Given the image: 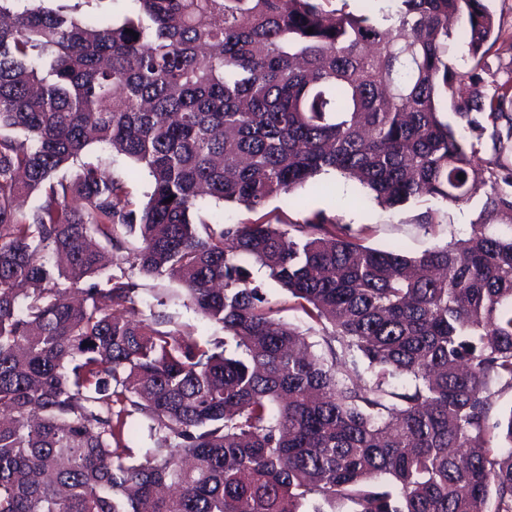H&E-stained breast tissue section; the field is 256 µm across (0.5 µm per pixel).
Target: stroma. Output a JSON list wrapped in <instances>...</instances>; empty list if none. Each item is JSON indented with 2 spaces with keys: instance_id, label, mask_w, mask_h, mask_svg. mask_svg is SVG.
I'll return each mask as SVG.
<instances>
[{
  "instance_id": "1",
  "label": "stroma",
  "mask_w": 512,
  "mask_h": 512,
  "mask_svg": "<svg viewBox=\"0 0 512 512\" xmlns=\"http://www.w3.org/2000/svg\"><path fill=\"white\" fill-rule=\"evenodd\" d=\"M82 158L107 171L118 169L128 173L132 206L138 208L145 202L150 190L145 169L96 145L88 147ZM317 181V187L298 189L293 199H272L265 209L267 221L290 231L309 211L322 210L335 217L363 245L380 249L398 246L407 254L418 256L447 242L468 238L482 205L478 197L460 205H445L423 197L393 210L378 205L359 184L336 172L320 175ZM135 280L140 288L141 312L166 314L168 330L191 331L202 339L221 336L219 326L187 304L176 282L140 274Z\"/></svg>"
}]
</instances>
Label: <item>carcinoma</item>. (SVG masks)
<instances>
[{
  "label": "carcinoma",
  "instance_id": "obj_1",
  "mask_svg": "<svg viewBox=\"0 0 512 512\" xmlns=\"http://www.w3.org/2000/svg\"><path fill=\"white\" fill-rule=\"evenodd\" d=\"M15 2L0 0V512H512V409L490 418L512 390V234L486 232L512 229V70L456 98L500 38L488 0L382 16L129 0L112 20ZM92 143L148 172L141 209L123 172L79 163ZM328 171L391 209L481 193L479 221L409 257L322 210L299 238L195 220L201 200L258 212ZM250 262L306 329L276 317ZM135 269L177 282L224 339L160 330ZM134 411L165 442L140 461ZM453 27L456 30L457 38L449 48L448 58L459 71L465 72L469 69L470 62L464 42L463 22L461 20H456L453 23Z\"/></svg>",
  "mask_w": 512,
  "mask_h": 512
}]
</instances>
